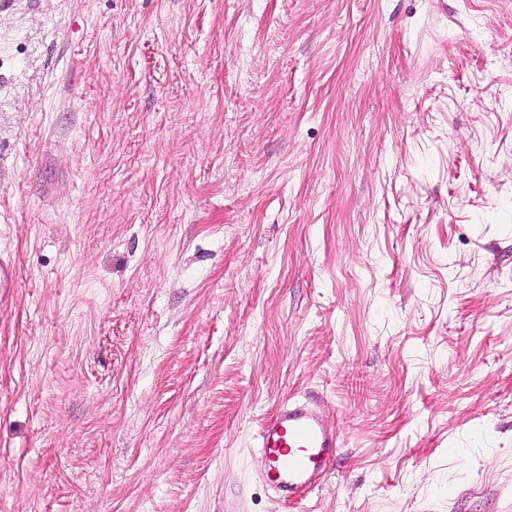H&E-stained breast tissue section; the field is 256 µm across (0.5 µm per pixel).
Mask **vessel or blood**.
Returning <instances> with one entry per match:
<instances>
[{
  "mask_svg": "<svg viewBox=\"0 0 512 512\" xmlns=\"http://www.w3.org/2000/svg\"><path fill=\"white\" fill-rule=\"evenodd\" d=\"M256 445L265 457L264 481L288 504L332 472L339 434L317 405L289 400L263 419Z\"/></svg>",
  "mask_w": 512,
  "mask_h": 512,
  "instance_id": "1",
  "label": "vessel or blood"
}]
</instances>
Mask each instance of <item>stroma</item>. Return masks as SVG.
<instances>
[{
  "instance_id": "35a3bbf8",
  "label": "stroma",
  "mask_w": 512,
  "mask_h": 512,
  "mask_svg": "<svg viewBox=\"0 0 512 512\" xmlns=\"http://www.w3.org/2000/svg\"><path fill=\"white\" fill-rule=\"evenodd\" d=\"M0 252V512H512V0H0ZM256 445L265 457L263 480L288 504L332 472L339 434L317 405L288 400L263 419Z\"/></svg>"
}]
</instances>
